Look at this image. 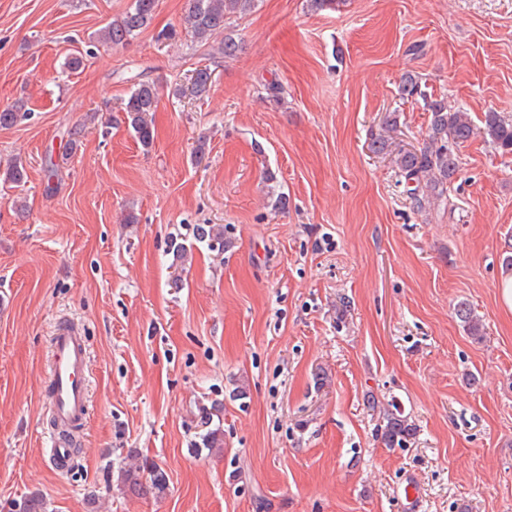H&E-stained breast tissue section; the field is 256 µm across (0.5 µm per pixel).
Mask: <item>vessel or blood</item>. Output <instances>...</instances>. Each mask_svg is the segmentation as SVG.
Segmentation results:
<instances>
[{"label":"vessel or blood","instance_id":"vessel-or-blood-1","mask_svg":"<svg viewBox=\"0 0 512 512\" xmlns=\"http://www.w3.org/2000/svg\"><path fill=\"white\" fill-rule=\"evenodd\" d=\"M88 377L89 352L84 337L71 325H60L53 336L47 377L51 411L59 422L85 420Z\"/></svg>","mask_w":512,"mask_h":512}]
</instances>
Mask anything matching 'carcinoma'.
I'll return each mask as SVG.
<instances>
[{
  "label": "carcinoma",
  "mask_w": 512,
  "mask_h": 512,
  "mask_svg": "<svg viewBox=\"0 0 512 512\" xmlns=\"http://www.w3.org/2000/svg\"><path fill=\"white\" fill-rule=\"evenodd\" d=\"M158 0H133L130 9L122 18L113 21L95 35L103 46L125 45L151 23ZM257 0H189V7L181 24V30H171L170 35L178 36L182 32L191 41L203 43L217 32L224 34V41L219 51L224 57L231 58L238 50V43L227 33L231 20L240 18L252 11ZM194 93L201 96L211 86L209 68H198L192 76ZM403 98L419 97L425 101L430 114L427 138L419 148L398 154L396 165L399 176L407 185V193L419 209L445 197L448 182L451 181L458 167L455 147L468 141L474 135V128L468 114L460 110L451 112L442 99L427 96L418 80L406 76L400 85ZM159 98L158 82L141 80L125 100L122 112L127 124L143 149L152 147L155 139L152 112L155 111ZM23 104L16 102L0 108V127H10L20 120ZM484 131L492 143L504 154H512V121H507L496 112H487L484 116ZM195 242L206 246L212 252L224 253V225L196 224L192 228ZM168 254L171 266L183 269L191 262L193 245L186 243L182 234L170 236ZM456 315L464 323L469 333L478 336L482 324L474 315L470 306L462 302L457 306ZM224 411L221 400H213L208 405H201L195 425V440L192 452L196 455L208 451L212 454L224 448V434L218 420ZM414 434V427L398 411L388 410L383 415L381 437L386 446L392 448L402 445ZM123 487L139 496L160 497L167 489L164 472L156 466L148 467L137 462L127 463L119 469ZM8 512H48L47 500L35 493L8 505Z\"/></svg>",
  "instance_id": "carcinoma-1"
}]
</instances>
